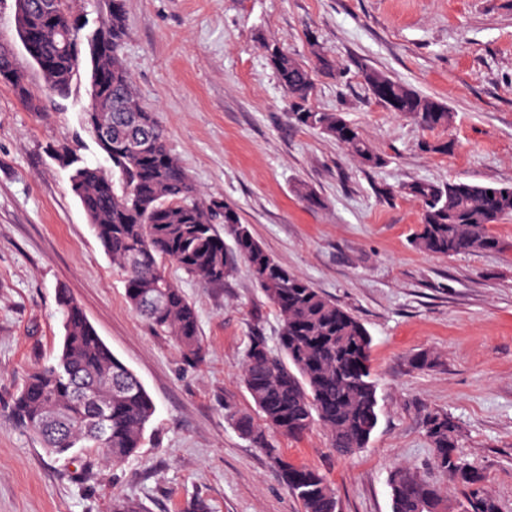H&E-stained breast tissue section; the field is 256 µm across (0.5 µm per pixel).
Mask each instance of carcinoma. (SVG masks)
<instances>
[{"mask_svg": "<svg viewBox=\"0 0 512 512\" xmlns=\"http://www.w3.org/2000/svg\"><path fill=\"white\" fill-rule=\"evenodd\" d=\"M56 29L48 33L34 63L42 55L57 58V67L42 72L48 91L68 93L81 54L68 0L54 7ZM37 0H16L21 41L42 24ZM127 36L123 0H112L102 26L91 42L90 122L99 145L112 159L119 177L100 167L84 166L72 176V190L95 229L104 251L126 277L130 307L159 334L172 338L189 358L203 353L195 306L163 270L172 261L189 276L211 288L224 287L245 259L257 286L277 309L281 321L279 347L263 336L252 337L242 364V383L259 420L229 415L232 425L270 455L274 466L302 505L303 512H340L339 500L316 469L285 462L266 440L274 429L299 436L315 422L328 433L336 453L349 456L367 447L378 424L376 386L368 364L371 336L351 311L313 288L304 278L272 257L241 222L230 205L207 200L167 146L154 111L138 96L119 49ZM268 63L288 96L289 115L298 127L315 130L335 141L362 164L378 168L382 154L360 131L344 142L341 131L350 122L341 112L314 108L313 68L275 44L266 46ZM365 85L385 81L405 115L425 129L447 128L453 113L442 102L377 68L362 71ZM9 82L27 105L33 98L19 74ZM151 147L154 163L144 168L128 146ZM112 180V190L100 189ZM409 191L421 203V229L413 239L420 251L451 256L486 252L499 242L490 225L512 218V185L490 186L463 181L417 182ZM236 245L227 252L218 225ZM64 336L53 362L32 371L16 394L10 413L13 426L37 437L56 455L80 445L101 449L114 467L136 456L142 446L154 404L136 376L117 358L89 323L81 306L62 290ZM95 395L112 401L109 436L97 438L93 426ZM423 426L433 463L448 482L467 490L463 512H500L498 501L483 492L480 471L456 452L459 430L448 414L429 411ZM392 512H446L440 488L416 470L400 466L389 478Z\"/></svg>", "mask_w": 512, "mask_h": 512, "instance_id": "cac0c4a2", "label": "carcinoma"}]
</instances>
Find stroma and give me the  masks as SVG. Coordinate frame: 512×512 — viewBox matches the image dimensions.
I'll use <instances>...</instances> for the list:
<instances>
[{"mask_svg": "<svg viewBox=\"0 0 512 512\" xmlns=\"http://www.w3.org/2000/svg\"><path fill=\"white\" fill-rule=\"evenodd\" d=\"M119 54L167 144L207 199L235 206L276 260L336 299L368 329L379 421L367 448L336 454L327 432H268L282 459L322 473L341 512H391L389 475L409 466L440 486L448 512L460 487L442 481L422 426L426 411L456 422L464 460L512 512V220L491 225L500 252L443 257L416 250L418 181L512 184V0H124ZM83 50L66 95L49 93L0 0V41L36 100L0 81V512H302L267 454L229 423L254 414L240 379L252 336L276 346L281 320L238 262L209 288L165 263L194 303L205 347L183 355L128 305L71 189L76 168L111 169L88 120V45L102 0H71ZM275 43L304 64L313 50L312 105L339 111L386 159L367 168L335 141L298 127L264 56ZM373 67L441 101L453 126L429 131L387 110L363 82ZM450 140L451 152L424 151ZM74 156L60 162L59 148ZM307 186L315 202L297 194ZM67 288L88 321L141 381L154 415L137 456L120 467L78 448L58 457L16 430L8 412L29 373L59 351ZM429 353L434 363L413 360Z\"/></svg>", "mask_w": 512, "mask_h": 512, "instance_id": "stroma-1", "label": "stroma"}]
</instances>
